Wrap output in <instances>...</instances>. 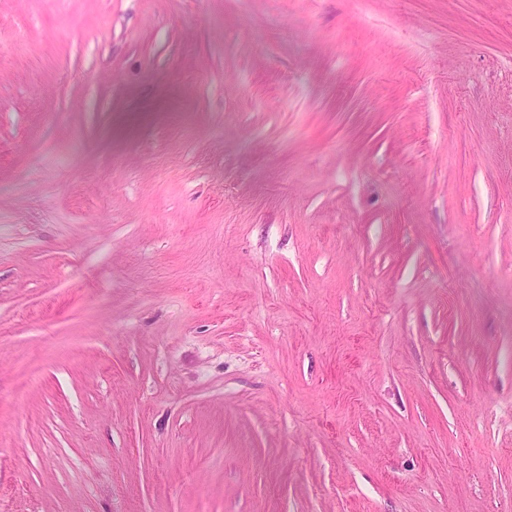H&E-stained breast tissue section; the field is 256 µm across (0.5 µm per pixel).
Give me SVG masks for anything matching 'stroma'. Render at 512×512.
<instances>
[{"mask_svg":"<svg viewBox=\"0 0 512 512\" xmlns=\"http://www.w3.org/2000/svg\"><path fill=\"white\" fill-rule=\"evenodd\" d=\"M0 512H512V0H0Z\"/></svg>","mask_w":512,"mask_h":512,"instance_id":"obj_1","label":"stroma"}]
</instances>
